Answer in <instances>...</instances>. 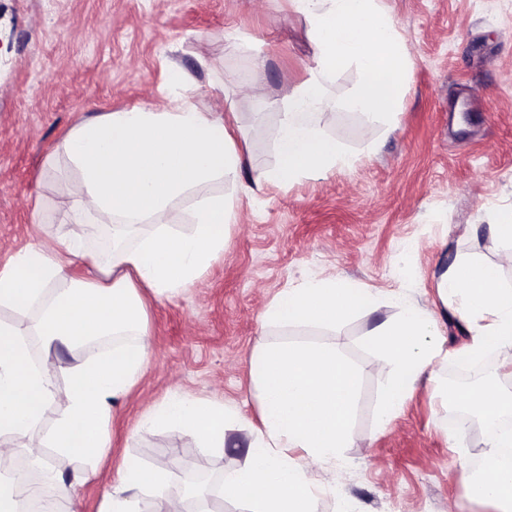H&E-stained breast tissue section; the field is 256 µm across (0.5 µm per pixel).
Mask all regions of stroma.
I'll use <instances>...</instances> for the list:
<instances>
[{
    "label": "stroma",
    "mask_w": 512,
    "mask_h": 512,
    "mask_svg": "<svg viewBox=\"0 0 512 512\" xmlns=\"http://www.w3.org/2000/svg\"><path fill=\"white\" fill-rule=\"evenodd\" d=\"M412 63L393 130L344 128L355 68L336 72L326 132L362 159L353 168L286 187L243 193L275 162L276 100L306 76L315 47L291 0H0V266L61 231L77 173L61 153L80 120L145 105L164 106L172 70L182 72L202 111L236 113L250 164L206 190L234 196L238 216L223 257L192 288L148 301L151 361L114 401L112 440L97 477L74 482L58 512H98L122 459L150 467L190 466L223 477L244 462L261 425L250 358L265 345L331 343L360 370L350 436L335 463L313 478L316 512H495L467 500L457 481L483 421L449 427L444 408L451 355L469 341L444 308L436 277L457 260L500 262L503 243L487 225L512 209V0H381ZM262 69H255V61ZM336 277L374 288V311L333 327L271 326L260 313L282 290ZM429 310L442 354L384 430L377 401L390 378L371 332L399 302ZM236 407L246 428L227 431L215 451L168 428L137 429L140 415L169 394Z\"/></svg>",
    "instance_id": "stroma-1"
}]
</instances>
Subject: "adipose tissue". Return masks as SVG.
Masks as SVG:
<instances>
[{"label":"adipose tissue","instance_id":"ef3b65f1","mask_svg":"<svg viewBox=\"0 0 512 512\" xmlns=\"http://www.w3.org/2000/svg\"><path fill=\"white\" fill-rule=\"evenodd\" d=\"M292 2L308 25L314 63L278 104L271 133L275 163L256 172L252 183L258 189L324 177L359 162V155L330 137L320 122L332 108L327 83L338 70L352 66L361 77L349 108L386 127L399 113L409 82L410 58L379 0ZM62 148L78 173L70 185L72 231L55 244L36 243L0 269V307L17 316L0 321V476L13 471L21 441L46 442L60 462L87 467L107 454L112 401L138 382L152 355L143 294L163 301L192 287L223 257L224 235L237 221L233 199L221 194L195 204L187 233L167 224V209L248 161L235 115L200 111L186 94L161 110L142 106L82 120ZM78 224L116 226L125 242L97 257L75 232ZM437 291L471 334L456 358L491 349L501 354L502 367L512 368V286L504 285L500 265L454 263L440 274ZM375 305L371 289L342 279H312L279 293L262 317L270 324L333 325ZM121 333L134 336V343L69 367L48 357L33 361L30 353L34 336L46 344L81 347ZM436 336L434 318L412 303L375 329L373 341L383 353L379 366L394 374L381 396L379 426L399 413L440 355ZM251 367L262 427L244 465L225 475L224 487L249 512H313L321 489L311 478L312 465L334 459L345 447L359 373L328 344L268 346L252 356ZM60 375L70 380L63 395L56 388ZM54 405L61 415L51 430H43L44 414ZM241 419L226 405L172 396L145 413L139 427L167 426L220 450L226 428ZM511 447V434L487 435L483 476L459 472L467 498L512 512V465L501 460L502 449ZM294 448L302 449V456H291ZM170 482L166 467L147 469L123 459L100 512H142L147 494L164 498L166 512H182V498L166 493Z\"/></svg>","mask_w":512,"mask_h":512}]
</instances>
